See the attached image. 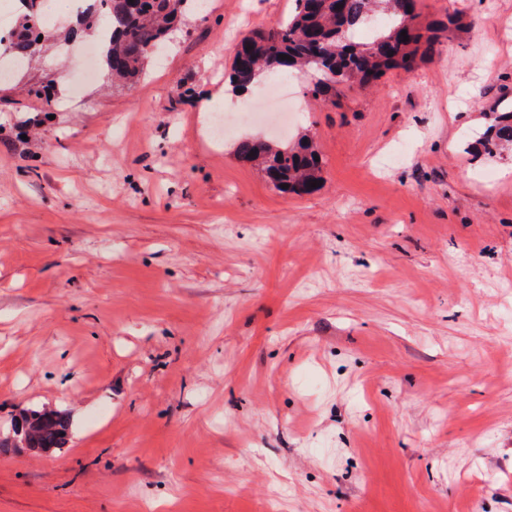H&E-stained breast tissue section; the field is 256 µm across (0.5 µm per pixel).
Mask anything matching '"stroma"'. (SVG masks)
I'll return each instance as SVG.
<instances>
[{"mask_svg":"<svg viewBox=\"0 0 512 512\" xmlns=\"http://www.w3.org/2000/svg\"><path fill=\"white\" fill-rule=\"evenodd\" d=\"M295 0H209L112 85L48 37L0 81V512H512V0L414 70L222 141L200 106ZM51 85L49 94L29 95ZM309 130L323 187L276 190L245 138ZM509 147L512 148V109L495 113L492 124L480 134L469 151L474 157L494 156L499 150ZM25 422L36 420L34 432L29 437L28 448H60L65 443L69 428L68 416L59 410L34 409L21 416ZM34 422L31 421V426Z\"/></svg>","mask_w":512,"mask_h":512,"instance_id":"35a3bbf8","label":"stroma"}]
</instances>
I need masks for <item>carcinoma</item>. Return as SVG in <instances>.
I'll return each mask as SVG.
<instances>
[{
  "label": "carcinoma",
  "instance_id": "cac0c4a2",
  "mask_svg": "<svg viewBox=\"0 0 512 512\" xmlns=\"http://www.w3.org/2000/svg\"><path fill=\"white\" fill-rule=\"evenodd\" d=\"M197 0H92L77 22L97 36L102 62L114 80L139 75L154 51L162 48L169 34L182 26ZM294 13L268 28L255 31L238 47L231 65L235 87L247 90L267 72L311 71L317 79L311 97L334 106L345 87L376 84L388 71L413 69L418 55H430L441 23L420 32L414 0H295ZM24 7L18 25L11 30L8 53L16 60L30 61L42 35L36 22L44 0H21ZM408 40H403L401 32ZM291 60H283L279 55ZM512 148V109L497 112L492 124L480 134L469 151L473 156H493ZM237 159L257 167L273 186L286 194H311L309 183L321 180V163L308 131L289 144H258L243 139L235 148ZM288 188H282V185ZM36 421L29 447L47 450L65 443L68 416L59 410H31L21 416Z\"/></svg>",
  "mask_w": 512,
  "mask_h": 512
}]
</instances>
